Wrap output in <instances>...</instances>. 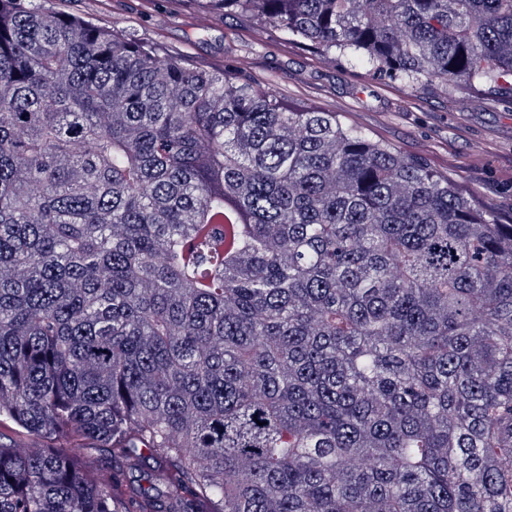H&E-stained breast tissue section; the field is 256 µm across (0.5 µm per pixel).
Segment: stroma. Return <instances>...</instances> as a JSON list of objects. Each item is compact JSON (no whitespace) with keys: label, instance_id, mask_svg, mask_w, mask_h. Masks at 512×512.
<instances>
[{"label":"stroma","instance_id":"1","mask_svg":"<svg viewBox=\"0 0 512 512\" xmlns=\"http://www.w3.org/2000/svg\"><path fill=\"white\" fill-rule=\"evenodd\" d=\"M105 28L131 32L211 71H243L291 106L335 113L345 126L448 177L499 223L512 222V99L377 79L287 40L238 12L212 13L197 0H40Z\"/></svg>","mask_w":512,"mask_h":512}]
</instances>
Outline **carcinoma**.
Segmentation results:
<instances>
[{
	"mask_svg": "<svg viewBox=\"0 0 512 512\" xmlns=\"http://www.w3.org/2000/svg\"><path fill=\"white\" fill-rule=\"evenodd\" d=\"M208 3L512 96V0ZM0 512H512V224L334 112L0 0Z\"/></svg>",
	"mask_w": 512,
	"mask_h": 512,
	"instance_id": "1",
	"label": "carcinoma"
}]
</instances>
